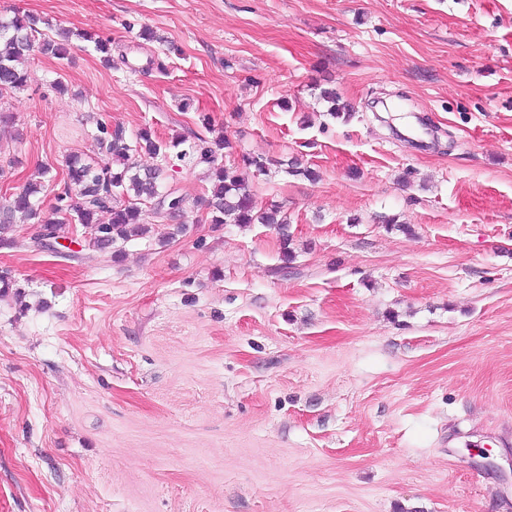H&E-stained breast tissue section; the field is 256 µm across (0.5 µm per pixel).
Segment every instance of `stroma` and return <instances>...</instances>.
<instances>
[{
	"mask_svg": "<svg viewBox=\"0 0 512 512\" xmlns=\"http://www.w3.org/2000/svg\"><path fill=\"white\" fill-rule=\"evenodd\" d=\"M16 11L111 38L112 64L31 53L0 94V204L47 166L51 214L100 124L217 130L225 164L271 160L249 184L293 258L200 207L117 260L83 226L42 251L15 224L0 512H512V0H0ZM138 161L209 192L207 166Z\"/></svg>",
	"mask_w": 512,
	"mask_h": 512,
	"instance_id": "stroma-1",
	"label": "stroma"
}]
</instances>
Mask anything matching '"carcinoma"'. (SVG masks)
<instances>
[{"label": "carcinoma", "instance_id": "1", "mask_svg": "<svg viewBox=\"0 0 512 512\" xmlns=\"http://www.w3.org/2000/svg\"><path fill=\"white\" fill-rule=\"evenodd\" d=\"M74 35L70 30H61L55 38L47 36L38 29L37 18L31 15L17 14L8 21L0 20V92L20 91L27 86V72L23 64L31 51L36 49L44 56L63 58L74 48ZM75 36L93 43L101 62L107 66L112 64V47L108 41L88 33ZM321 97L330 103L329 111L333 115L350 118L351 106L340 102L336 91L324 89ZM100 133L97 143L104 159L87 160L79 155L68 158L67 181L55 195L53 213L57 218H41V182H29L14 194L10 204L0 210V247L14 244L10 232L18 221L40 225V232L32 237L35 247L43 237L53 240L60 237L62 226L80 224L92 227L88 246L110 252L117 258L121 255L118 243L149 232L142 204L155 202L163 194L167 195L173 212L156 210L154 214L174 222L173 232L168 238L173 239L183 233L186 225L180 223V219L192 202L183 196L162 191V169H145L135 160L136 155L145 152L165 158L173 154L180 160L192 155L197 162L208 164L210 194L192 204L207 210L211 224H269L277 227L282 233L284 257L288 261L292 259L287 216L276 205L264 209L257 207L249 186L250 172H266V160L243 155L236 164L224 165L221 161L223 151L231 148V142L222 134L211 139L200 138L184 149L185 139L182 137L162 140L149 127L141 128L132 140L121 128L112 130L102 125ZM103 213L109 215L106 222L100 220Z\"/></svg>", "mask_w": 512, "mask_h": 512}]
</instances>
